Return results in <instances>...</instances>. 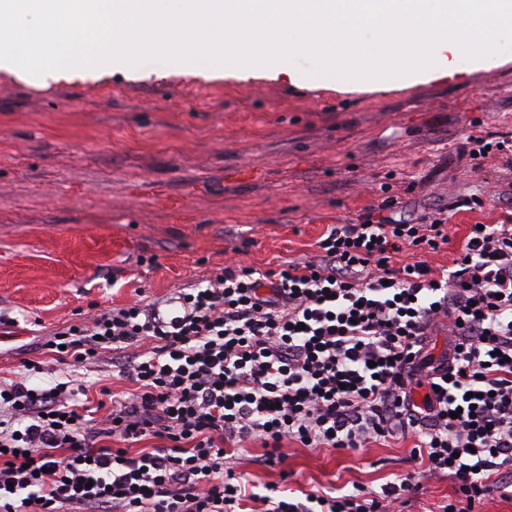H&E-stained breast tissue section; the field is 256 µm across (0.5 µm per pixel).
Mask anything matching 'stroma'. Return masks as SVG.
<instances>
[{
  "mask_svg": "<svg viewBox=\"0 0 512 512\" xmlns=\"http://www.w3.org/2000/svg\"><path fill=\"white\" fill-rule=\"evenodd\" d=\"M504 64L405 88H315L287 74L240 80L187 63L145 62L38 87L0 69V381L41 343L95 312L164 299L219 273L315 251L327 225L397 199L415 217L475 196L453 217L451 265L467 228L512 213V166L474 173L471 133H512V49ZM410 442L365 451L287 442L283 469L235 461L250 485L295 492L379 490L413 472ZM288 479H281V470Z\"/></svg>",
  "mask_w": 512,
  "mask_h": 512,
  "instance_id": "1",
  "label": "stroma"
}]
</instances>
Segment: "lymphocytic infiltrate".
<instances>
[{
    "mask_svg": "<svg viewBox=\"0 0 512 512\" xmlns=\"http://www.w3.org/2000/svg\"><path fill=\"white\" fill-rule=\"evenodd\" d=\"M396 205L328 225L304 261L234 262L175 298L54 332L50 361L0 383V512H402L417 489L407 477L340 496L251 491L232 450L261 444L277 467L288 441L412 439L422 475L454 483L441 512L511 489L512 222L469 226L452 266L434 267L423 256L448 244L447 210L402 219ZM409 250L419 260L404 263ZM438 325L453 343L435 364L424 338ZM114 351L136 389L103 387L88 405L69 370Z\"/></svg>",
    "mask_w": 512,
    "mask_h": 512,
    "instance_id": "lymphocytic-infiltrate-1",
    "label": "lymphocytic infiltrate"
}]
</instances>
